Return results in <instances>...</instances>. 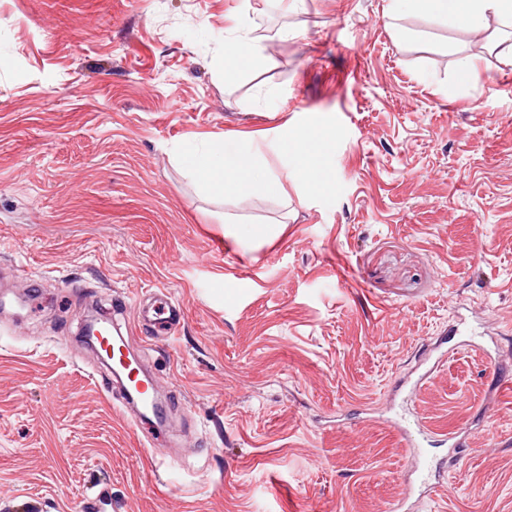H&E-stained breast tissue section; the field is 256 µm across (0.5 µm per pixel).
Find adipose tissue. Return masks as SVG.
Instances as JSON below:
<instances>
[{"instance_id": "adipose-tissue-1", "label": "adipose tissue", "mask_w": 512, "mask_h": 512, "mask_svg": "<svg viewBox=\"0 0 512 512\" xmlns=\"http://www.w3.org/2000/svg\"><path fill=\"white\" fill-rule=\"evenodd\" d=\"M395 16H420L448 21L457 28L478 32L488 18L499 17L512 21V0H390ZM251 152L234 158L224 155V146L211 141L198 155L191 174L209 191L227 196L238 195L251 169Z\"/></svg>"}]
</instances>
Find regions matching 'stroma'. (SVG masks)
Masks as SVG:
<instances>
[{
	"mask_svg": "<svg viewBox=\"0 0 512 512\" xmlns=\"http://www.w3.org/2000/svg\"><path fill=\"white\" fill-rule=\"evenodd\" d=\"M388 5L0 0V512H512V23L476 49ZM231 16L260 66L226 61ZM287 133L325 139L324 183ZM249 138L282 195L179 161ZM159 288L176 333L124 337L154 443L78 330ZM281 139L284 149L292 155L301 174L314 182L322 183L324 172L311 160L321 153L325 144L319 141H300L293 137L288 139V136Z\"/></svg>",
	"mask_w": 512,
	"mask_h": 512,
	"instance_id": "35a3bbf8",
	"label": "stroma"
}]
</instances>
